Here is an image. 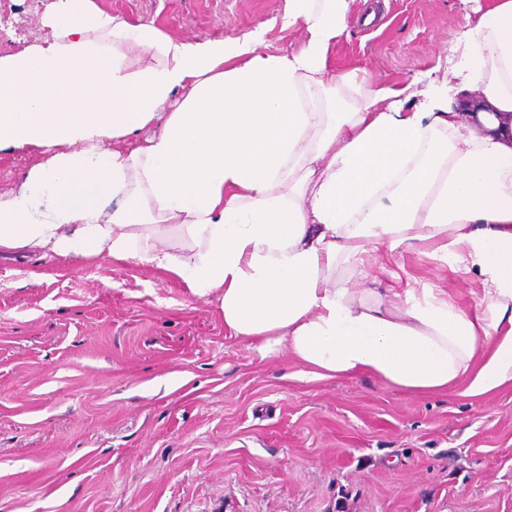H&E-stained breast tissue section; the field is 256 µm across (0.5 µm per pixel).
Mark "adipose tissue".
Segmentation results:
<instances>
[{
	"instance_id": "1",
	"label": "adipose tissue",
	"mask_w": 512,
	"mask_h": 512,
	"mask_svg": "<svg viewBox=\"0 0 512 512\" xmlns=\"http://www.w3.org/2000/svg\"><path fill=\"white\" fill-rule=\"evenodd\" d=\"M351 2L287 0L305 41L269 54L263 24L199 42L54 0L50 38L0 56V148L43 155L0 193V252L149 264L313 379L512 383V0L454 43L481 134L427 73L337 94ZM406 246L479 276L474 310L440 288H351Z\"/></svg>"
}]
</instances>
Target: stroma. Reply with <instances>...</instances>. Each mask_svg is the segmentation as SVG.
Instances as JSON below:
<instances>
[{"label":"stroma","instance_id":"stroma-1","mask_svg":"<svg viewBox=\"0 0 512 512\" xmlns=\"http://www.w3.org/2000/svg\"><path fill=\"white\" fill-rule=\"evenodd\" d=\"M51 0H11L0 32L40 35ZM286 0H97L129 22L206 41L269 23ZM476 0H386L332 52L372 82L444 77ZM375 278L416 280L471 308L481 284L403 250ZM429 395L371 376L312 380L259 359L214 304L147 264L0 255V512H512V385Z\"/></svg>","mask_w":512,"mask_h":512}]
</instances>
